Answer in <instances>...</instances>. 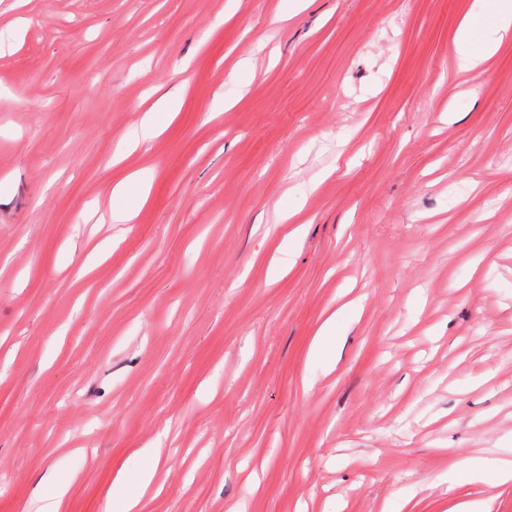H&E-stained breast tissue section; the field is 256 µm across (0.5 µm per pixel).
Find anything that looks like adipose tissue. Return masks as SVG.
I'll use <instances>...</instances> for the list:
<instances>
[{
  "label": "adipose tissue",
  "mask_w": 512,
  "mask_h": 512,
  "mask_svg": "<svg viewBox=\"0 0 512 512\" xmlns=\"http://www.w3.org/2000/svg\"><path fill=\"white\" fill-rule=\"evenodd\" d=\"M512 37V0H473L454 37L457 68L460 72L480 76L485 61L498 45ZM479 43V51L468 46ZM161 448H146L147 465L140 471L136 491H127L126 473H118L113 481V512H139L140 499L152 484L156 467L161 459Z\"/></svg>",
  "instance_id": "1"
}]
</instances>
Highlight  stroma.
I'll return each instance as SVG.
<instances>
[{
	"label": "stroma",
	"mask_w": 512,
	"mask_h": 512,
	"mask_svg": "<svg viewBox=\"0 0 512 512\" xmlns=\"http://www.w3.org/2000/svg\"><path fill=\"white\" fill-rule=\"evenodd\" d=\"M470 4L0 0V512H106L149 444L140 512H512L454 471L512 443V39L455 75ZM176 100L171 97L161 98L150 112H145L139 125L129 133V146H145L158 129L167 122L176 108ZM139 128V129H138ZM135 186L137 188V204H143L149 194L150 185L148 181L145 179L141 172H133L129 174L126 178L116 183L112 187V195H123L128 192V190ZM136 204V205H137ZM136 205L130 206L128 208L122 210L111 211L108 219V223L104 215H101L99 218V222L101 224H130V222L136 216ZM359 310V304L351 301L343 308L331 314L320 326L316 340L312 346L311 354L314 358L322 360L327 367V371L335 368L336 360L332 354V347L336 346V326L341 319L352 318Z\"/></svg>",
	"instance_id": "stroma-1"
}]
</instances>
